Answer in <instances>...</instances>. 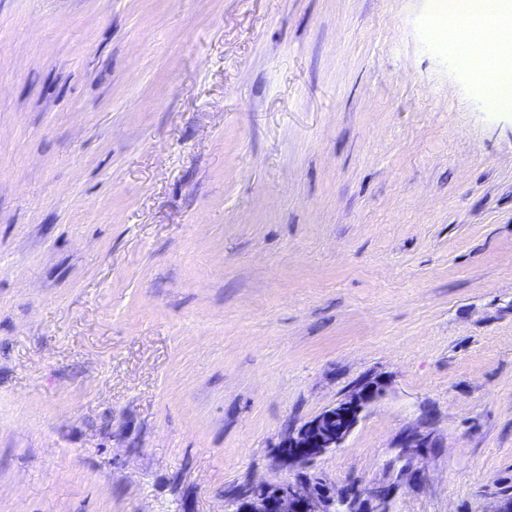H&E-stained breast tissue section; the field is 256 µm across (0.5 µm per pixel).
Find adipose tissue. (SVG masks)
<instances>
[{"mask_svg":"<svg viewBox=\"0 0 512 512\" xmlns=\"http://www.w3.org/2000/svg\"><path fill=\"white\" fill-rule=\"evenodd\" d=\"M448 11L457 16L459 29L466 34L462 41L465 66L484 75L499 96L511 98L512 79L501 72L500 54L484 58L480 50L489 39L498 47L512 42V0H452Z\"/></svg>","mask_w":512,"mask_h":512,"instance_id":"obj_1","label":"adipose tissue"}]
</instances>
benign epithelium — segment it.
I'll use <instances>...</instances> for the list:
<instances>
[{
  "label": "benign epithelium",
  "mask_w": 512,
  "mask_h": 512,
  "mask_svg": "<svg viewBox=\"0 0 512 512\" xmlns=\"http://www.w3.org/2000/svg\"><path fill=\"white\" fill-rule=\"evenodd\" d=\"M379 394L364 386L285 436L277 454L287 467L307 466L326 452L341 447L358 425L363 412ZM331 492L310 481H281L245 487L236 498L235 512H326Z\"/></svg>",
  "instance_id": "benign-epithelium-1"
}]
</instances>
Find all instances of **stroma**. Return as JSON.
I'll return each mask as SVG.
<instances>
[{
	"label": "stroma",
	"mask_w": 512,
	"mask_h": 512,
	"mask_svg": "<svg viewBox=\"0 0 512 512\" xmlns=\"http://www.w3.org/2000/svg\"><path fill=\"white\" fill-rule=\"evenodd\" d=\"M433 16L0 0V512L303 474L336 512L512 502V105ZM367 383L342 447L281 463Z\"/></svg>",
	"instance_id": "obj_1"
}]
</instances>
